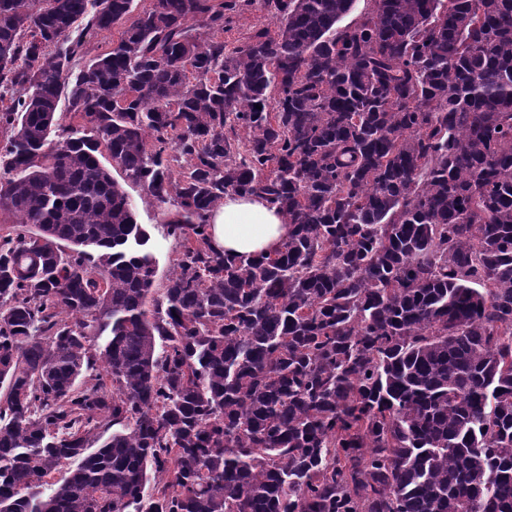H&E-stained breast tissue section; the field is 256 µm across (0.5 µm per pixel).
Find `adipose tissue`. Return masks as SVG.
Instances as JSON below:
<instances>
[{"label": "adipose tissue", "instance_id": "ef3b65f1", "mask_svg": "<svg viewBox=\"0 0 512 512\" xmlns=\"http://www.w3.org/2000/svg\"><path fill=\"white\" fill-rule=\"evenodd\" d=\"M210 240L215 249L251 258L279 249L289 226L281 213L254 196L229 195L209 215Z\"/></svg>", "mask_w": 512, "mask_h": 512}]
</instances>
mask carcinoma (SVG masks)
Returning a JSON list of instances; mask_svg holds the SVG:
<instances>
[{
    "instance_id": "obj_1",
    "label": "carcinoma",
    "mask_w": 512,
    "mask_h": 512,
    "mask_svg": "<svg viewBox=\"0 0 512 512\" xmlns=\"http://www.w3.org/2000/svg\"><path fill=\"white\" fill-rule=\"evenodd\" d=\"M354 2L0 0V512H512V0ZM267 26L273 31L276 29L277 22L259 6L253 9V11L237 18L233 24V28L224 32V40L236 41L246 36L253 28ZM113 177L126 189L137 207V220L144 224L150 235L149 245L157 262V288L161 287L166 275L173 267V261L179 251V243L168 236L165 224L155 204L148 202L140 187L124 183L120 174L111 169ZM208 222L212 246L243 258L273 253L289 233L282 214L254 196H226L224 203L210 213Z\"/></svg>"
}]
</instances>
